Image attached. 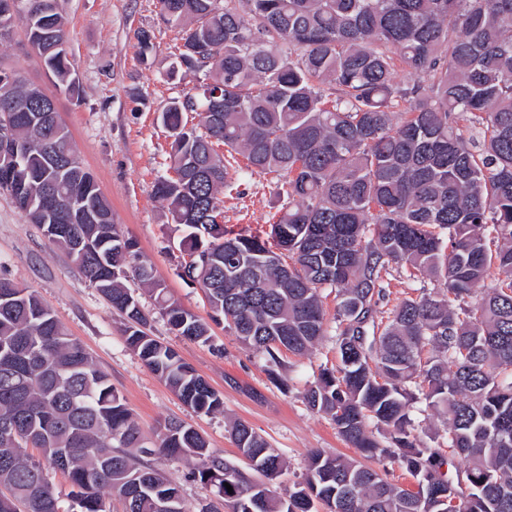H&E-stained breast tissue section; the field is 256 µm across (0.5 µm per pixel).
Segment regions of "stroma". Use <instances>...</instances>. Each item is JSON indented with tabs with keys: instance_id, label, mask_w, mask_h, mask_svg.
<instances>
[{
	"instance_id": "stroma-1",
	"label": "stroma",
	"mask_w": 512,
	"mask_h": 512,
	"mask_svg": "<svg viewBox=\"0 0 512 512\" xmlns=\"http://www.w3.org/2000/svg\"><path fill=\"white\" fill-rule=\"evenodd\" d=\"M57 6L79 81L78 95L55 96L61 120L80 161L109 198L113 223L137 242L142 260L152 264L168 294L210 320L209 342L191 341L170 331L153 297L142 298L150 335L174 348L223 395V413L197 414L184 406L127 347L124 318L68 254L1 195L0 277L37 291L93 355L145 435L168 419H180L203 434L214 452L235 462L239 455L228 424L244 420L287 461V472L273 482L282 494L302 481L313 451L357 457L332 421L305 401L320 369L338 362L334 334H326L311 354L287 352L279 364H270L264 354L242 345L223 322L211 321L204 291L181 276L184 232L154 195L155 183L171 174L170 137L160 114L170 101L195 93L204 82L203 73L171 69L181 43L179 28L162 19L157 0H57ZM143 31L151 36L145 50L138 44ZM0 68L45 89L53 87L23 24H15L0 42ZM220 198L230 235L269 233L273 215L287 202L274 176L247 170L233 175ZM161 469L180 484L186 512H198L211 497V487L187 479L186 459L164 458Z\"/></svg>"
}]
</instances>
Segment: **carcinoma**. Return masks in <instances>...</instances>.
<instances>
[{
	"label": "carcinoma",
	"mask_w": 512,
	"mask_h": 512,
	"mask_svg": "<svg viewBox=\"0 0 512 512\" xmlns=\"http://www.w3.org/2000/svg\"><path fill=\"white\" fill-rule=\"evenodd\" d=\"M158 3L167 23L189 26L177 65L215 83L161 115L176 178L155 194L192 229L181 275L205 290L213 320L274 363L283 347L312 351L326 333L323 291L335 290L339 364L306 400L382 470L317 451L283 495L271 481L285 460L245 421L231 429L244 469L181 421L144 435L53 310L0 278V512H60L48 467L71 484L66 512H107V495L125 512H185L180 484L158 467L166 456L215 489L200 512H311L315 501L324 512H512V0ZM26 35L56 87L78 93L56 6ZM2 76L13 83L0 130L12 128L19 156L0 171V194L125 315V341L150 371L193 411L224 412L223 396L145 331L125 281L151 285L173 333L207 341V323L136 262L69 132L42 124L52 103ZM196 111L201 134L184 117ZM239 156L288 199L265 239L208 223ZM71 193L95 221L56 202ZM75 235L89 241L82 254L69 248ZM391 264L435 286L394 305L381 328ZM413 407L445 422L447 447L421 443ZM390 466L423 487L390 481Z\"/></svg>",
	"instance_id": "cac0c4a2"
}]
</instances>
